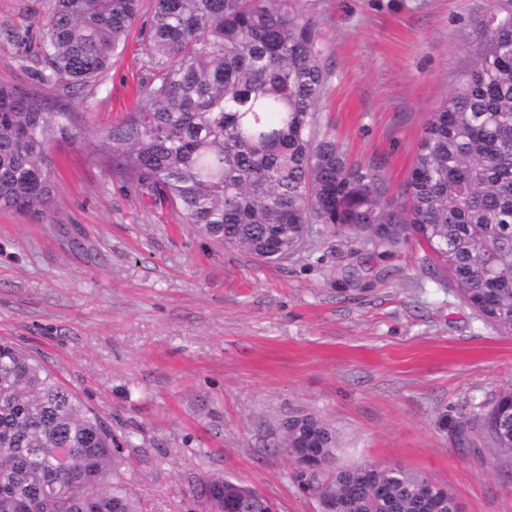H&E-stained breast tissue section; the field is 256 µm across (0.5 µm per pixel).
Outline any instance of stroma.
I'll use <instances>...</instances> for the list:
<instances>
[{
    "label": "stroma",
    "instance_id": "obj_1",
    "mask_svg": "<svg viewBox=\"0 0 512 512\" xmlns=\"http://www.w3.org/2000/svg\"><path fill=\"white\" fill-rule=\"evenodd\" d=\"M328 78L322 124L399 195L426 120L512 0H302ZM48 0H0V83L29 88ZM133 27L103 77L43 88L93 130L136 104L152 74ZM53 223L0 210V340L35 355L116 434L148 452L143 512H204L201 476L259 490L278 512H319L276 452L279 422L334 430L337 462L395 466L449 490L461 512H512L495 449L456 447L464 420L512 386L498 335L409 242L386 256L316 234L278 264L223 248L108 173L54 145ZM363 261L368 281L336 272Z\"/></svg>",
    "mask_w": 512,
    "mask_h": 512
}]
</instances>
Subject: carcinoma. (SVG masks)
<instances>
[{"label": "carcinoma", "instance_id": "obj_1", "mask_svg": "<svg viewBox=\"0 0 512 512\" xmlns=\"http://www.w3.org/2000/svg\"><path fill=\"white\" fill-rule=\"evenodd\" d=\"M141 0H49L35 50L37 86L88 84L111 66ZM144 104L89 132L33 89L0 83V209L40 221L56 211L49 157L65 142L94 146L107 170L220 246L278 264L313 225L352 245L390 251L411 238L436 273L502 334L512 336V14L484 25V43L431 113L402 199L379 167L350 161L318 131L327 83L318 31L301 0H154ZM473 426L512 470V388ZM291 454L326 467L304 491L331 485L342 512H459L423 475L336 465V437L303 416ZM127 436L117 437L32 354L0 342V512H141ZM389 487L372 495L371 482ZM193 489L223 500L248 486L203 477Z\"/></svg>", "mask_w": 512, "mask_h": 512}]
</instances>
